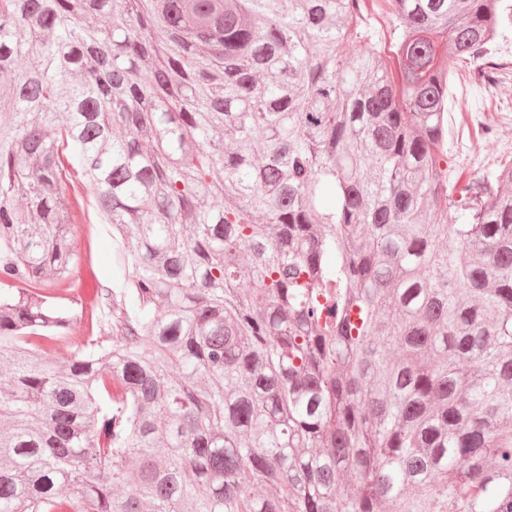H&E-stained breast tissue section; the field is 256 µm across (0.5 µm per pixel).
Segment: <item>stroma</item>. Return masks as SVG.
Returning a JSON list of instances; mask_svg holds the SVG:
<instances>
[{
  "mask_svg": "<svg viewBox=\"0 0 512 512\" xmlns=\"http://www.w3.org/2000/svg\"><path fill=\"white\" fill-rule=\"evenodd\" d=\"M365 27L383 55H391L396 42L397 22L382 0H364ZM512 58V21L500 28L486 62L455 65L450 82L453 97L448 114L445 149L453 178L494 180L499 169L512 163V125L493 129L488 135L469 130V116L496 109L512 113V81L495 79V70ZM72 210L70 239L73 260L69 276L49 286L48 293L70 319L63 341L46 345L47 355L66 359L88 338L111 343L107 324L112 317V231L100 224L90 205V195L79 176L65 180ZM98 289L100 298L90 301L87 289Z\"/></svg>",
  "mask_w": 512,
  "mask_h": 512,
  "instance_id": "obj_1",
  "label": "stroma"
}]
</instances>
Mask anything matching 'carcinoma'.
Masks as SVG:
<instances>
[{"label": "carcinoma", "instance_id": "obj_1", "mask_svg": "<svg viewBox=\"0 0 512 512\" xmlns=\"http://www.w3.org/2000/svg\"><path fill=\"white\" fill-rule=\"evenodd\" d=\"M387 2L389 59L363 0H0V512H512V164L442 167L504 0ZM68 168L117 283L57 361ZM365 28L371 41L375 43L383 55H392L396 43L397 22L385 4L376 0L364 1Z\"/></svg>", "mask_w": 512, "mask_h": 512}]
</instances>
